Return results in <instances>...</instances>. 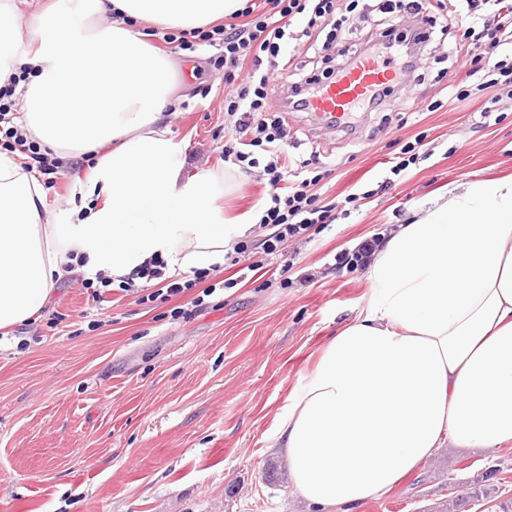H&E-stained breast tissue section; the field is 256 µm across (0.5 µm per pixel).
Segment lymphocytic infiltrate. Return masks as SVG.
Segmentation results:
<instances>
[{
  "label": "lymphocytic infiltrate",
  "instance_id": "f902f5d3",
  "mask_svg": "<svg viewBox=\"0 0 512 512\" xmlns=\"http://www.w3.org/2000/svg\"><path fill=\"white\" fill-rule=\"evenodd\" d=\"M268 9L243 23H224L194 31L192 36L163 33L162 40L172 50H193L195 45L214 47L210 66L227 69V83L231 88L224 96L228 114L236 122L232 135L224 142V159L238 165L242 171L262 168L268 185L267 197L261 210L259 225L266 234L260 244L239 240L234 248V264L241 270L252 271L255 249H262L271 258L282 256L286 243L316 226L328 227L336 220V203L320 199L313 188L318 177L302 175L283 159V140L288 128L286 115H278L271 123L256 122L257 114L265 112L275 92L274 82L286 73L299 70L295 60L285 59L282 48L293 36L300 17H307L306 36H324V49L335 50L337 56L351 60L363 52L398 45L408 51L409 57L401 66L402 82L412 87L414 59L422 55L433 39L432 15H425L420 27L401 28L396 21H387L378 37H365L358 44L347 43L345 31L364 30L372 7L368 0H265ZM454 55L465 68L464 74L451 75L448 92L457 101L471 98L474 90H486L498 85L512 89V57L499 55L502 46H512V0H454L453 15ZM247 67L244 80H236L235 70ZM485 72L487 79L478 86L470 80L477 72ZM14 84L0 88V125L4 126L6 141L1 148L24 155L25 170H35L45 185H53L58 177V166L42 154L38 143L25 131L15 127ZM164 260L155 259L142 265L134 278L121 281L120 288L130 291L136 280L163 281L167 296L174 297L201 288L194 297V305H203L205 297L217 289L235 287L236 282L225 279L208 282L207 271H194L192 278L176 279L165 273Z\"/></svg>",
  "mask_w": 512,
  "mask_h": 512
}]
</instances>
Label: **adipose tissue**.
<instances>
[{
	"label": "adipose tissue",
	"instance_id": "1",
	"mask_svg": "<svg viewBox=\"0 0 512 512\" xmlns=\"http://www.w3.org/2000/svg\"><path fill=\"white\" fill-rule=\"evenodd\" d=\"M244 0H70L26 20L0 0V85L18 68L24 129L52 157L96 161L66 215L0 153V329L65 273L120 281L159 258L209 269L257 215L231 220L225 176L184 172L166 123L173 70L134 23L194 30ZM34 48L21 52L22 40ZM359 315L328 342L274 433L297 495L339 512L381 495L437 448L512 446V180L463 182L389 234Z\"/></svg>",
	"mask_w": 512,
	"mask_h": 512
}]
</instances>
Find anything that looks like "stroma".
I'll return each mask as SVG.
<instances>
[{
  "label": "stroma",
  "mask_w": 512,
  "mask_h": 512,
  "mask_svg": "<svg viewBox=\"0 0 512 512\" xmlns=\"http://www.w3.org/2000/svg\"><path fill=\"white\" fill-rule=\"evenodd\" d=\"M454 39L445 35L417 60V100L434 112L361 114L355 133L327 129L314 115L288 116L291 156L319 153L329 170L316 187L328 201L357 191V210L326 230L289 242L254 278L205 298L142 300L103 289L92 300L79 276L64 277L41 315L0 333V512H310L273 444L278 420L331 336L365 306V269L334 257L410 223L421 205L455 184L512 176V100L488 120L480 100L448 98ZM213 50L172 54L173 136L187 146L185 169L223 172L234 185L228 216L257 209L261 170L243 173L221 151L235 119L224 110L225 74ZM425 135L429 155L393 179L401 142ZM87 161L69 160L44 205L72 206ZM187 318L173 315L174 308ZM496 469L490 495L474 482ZM512 498V447L438 449L398 486L354 512H484Z\"/></svg>",
  "instance_id": "stroma-1"
}]
</instances>
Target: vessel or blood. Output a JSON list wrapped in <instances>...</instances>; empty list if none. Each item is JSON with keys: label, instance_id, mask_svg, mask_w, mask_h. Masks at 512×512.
Here are the masks:
<instances>
[{"label": "vessel or blood", "instance_id": "vessel-or-blood-1", "mask_svg": "<svg viewBox=\"0 0 512 512\" xmlns=\"http://www.w3.org/2000/svg\"><path fill=\"white\" fill-rule=\"evenodd\" d=\"M394 80L388 63L363 54L355 57L336 78L316 85L304 96L303 102L315 116L339 123L348 118L357 103L389 87Z\"/></svg>", "mask_w": 512, "mask_h": 512}]
</instances>
